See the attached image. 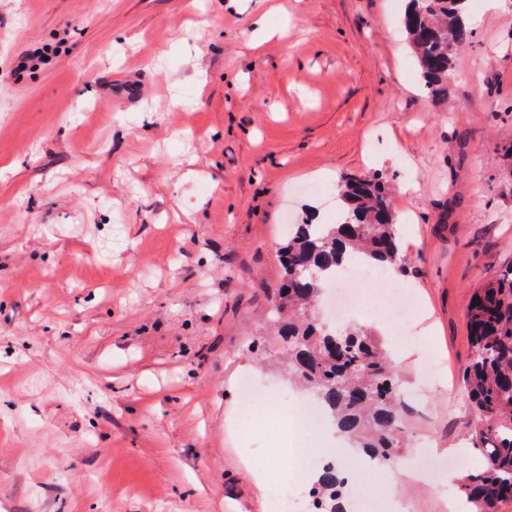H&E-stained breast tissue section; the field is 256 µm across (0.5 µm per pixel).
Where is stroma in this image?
<instances>
[{
	"label": "stroma",
	"instance_id": "obj_1",
	"mask_svg": "<svg viewBox=\"0 0 512 512\" xmlns=\"http://www.w3.org/2000/svg\"><path fill=\"white\" fill-rule=\"evenodd\" d=\"M399 0H0V512H264L256 463L295 446L263 355L278 250L347 173L392 189L405 282L441 366L399 468L347 491L442 512L483 464L464 314L512 267V0H474L454 97L432 102ZM46 47V61L26 60ZM417 184L413 194L405 183ZM272 413L239 447L237 382Z\"/></svg>",
	"mask_w": 512,
	"mask_h": 512
}]
</instances>
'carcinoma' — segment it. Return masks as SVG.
Wrapping results in <instances>:
<instances>
[{"instance_id": "carcinoma-1", "label": "carcinoma", "mask_w": 512, "mask_h": 512, "mask_svg": "<svg viewBox=\"0 0 512 512\" xmlns=\"http://www.w3.org/2000/svg\"><path fill=\"white\" fill-rule=\"evenodd\" d=\"M470 0H405L403 27L420 76L433 101L452 97L451 72L472 30L464 4ZM341 217L336 224L295 227L282 248L283 282L276 335L288 343V375L313 392L337 431L375 461L392 465L402 440L397 403L399 374L379 339L362 331H328L314 315L322 288L349 261L360 258L377 269L393 268L402 250L388 187L376 175L347 174L336 184ZM465 318L473 354L461 388L478 416L471 439L486 467L466 476L463 489L473 512H494L512 499V267L475 292ZM338 463L320 470L311 490L318 512H344L345 478Z\"/></svg>"}]
</instances>
